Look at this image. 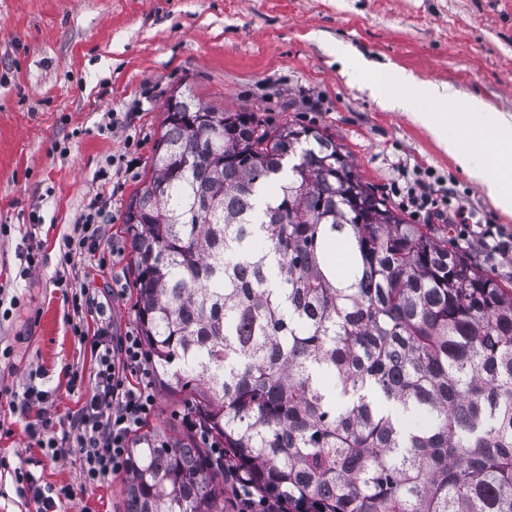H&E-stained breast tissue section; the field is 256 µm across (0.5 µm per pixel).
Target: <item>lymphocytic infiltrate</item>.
Segmentation results:
<instances>
[{
	"label": "lymphocytic infiltrate",
	"instance_id": "lymphocytic-infiltrate-1",
	"mask_svg": "<svg viewBox=\"0 0 512 512\" xmlns=\"http://www.w3.org/2000/svg\"><path fill=\"white\" fill-rule=\"evenodd\" d=\"M73 333L89 343L94 373L68 437L81 452L85 484L94 485L126 470L130 437L156 400L139 337L112 335L105 323L93 331L77 324Z\"/></svg>",
	"mask_w": 512,
	"mask_h": 512
}]
</instances>
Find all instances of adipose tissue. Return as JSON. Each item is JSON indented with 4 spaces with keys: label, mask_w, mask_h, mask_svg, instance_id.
<instances>
[{
    "label": "adipose tissue",
    "mask_w": 512,
    "mask_h": 512,
    "mask_svg": "<svg viewBox=\"0 0 512 512\" xmlns=\"http://www.w3.org/2000/svg\"><path fill=\"white\" fill-rule=\"evenodd\" d=\"M336 57L346 71L369 73L367 87L382 106L409 113L453 156L460 170L482 187L496 208L512 212V116L476 98L469 100L464 111L441 112L440 104L451 96L448 86L416 80L412 93L394 95L388 90L398 76L393 65L368 62L341 45Z\"/></svg>",
    "instance_id": "1"
}]
</instances>
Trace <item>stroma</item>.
<instances>
[{
    "label": "stroma",
    "instance_id": "35a3bbf8",
    "mask_svg": "<svg viewBox=\"0 0 512 512\" xmlns=\"http://www.w3.org/2000/svg\"><path fill=\"white\" fill-rule=\"evenodd\" d=\"M344 43L374 63L444 83L461 111L477 96L512 114V0H0V457L41 483L70 487L63 512H122L124 477L84 485L64 433L94 371L72 333V297L88 289L116 335L137 333L133 253L122 232L130 194L150 178L163 106L178 88L269 125L331 134L356 173L394 209L398 188L429 179L451 190L469 221L403 210L490 277L512 283V215L408 113L383 109L344 74ZM104 207L99 246L60 260L59 245L93 201ZM40 264L23 274L17 251ZM48 397L22 409L28 384ZM149 425L180 438L187 394L156 389ZM47 416V455L27 428Z\"/></svg>",
    "mask_w": 512,
    "mask_h": 512
}]
</instances>
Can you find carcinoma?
<instances>
[{"mask_svg":"<svg viewBox=\"0 0 512 512\" xmlns=\"http://www.w3.org/2000/svg\"><path fill=\"white\" fill-rule=\"evenodd\" d=\"M124 234L180 440L131 441L123 512H512V288L410 224L316 128L170 95ZM199 156L176 178L170 150ZM224 484L231 485L234 490L236 498V507H241V511L237 512H277L275 505L265 499L256 500L253 492L250 490L247 480L238 472L233 471L230 467L224 464ZM231 489L224 486V499L225 510L236 511L238 510L233 506L235 500ZM238 501V503H237ZM232 503V506L230 503ZM262 508L261 510H254L256 507Z\"/></svg>","mask_w":512,"mask_h":512,"instance_id":"carcinoma-1","label":"carcinoma"}]
</instances>
